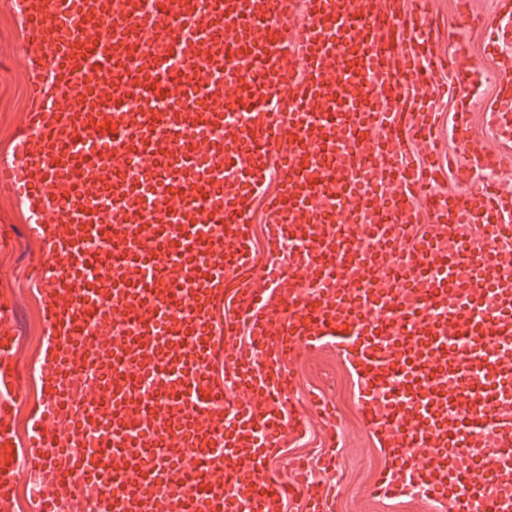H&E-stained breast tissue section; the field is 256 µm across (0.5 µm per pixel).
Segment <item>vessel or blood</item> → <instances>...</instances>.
Here are the masks:
<instances>
[{"mask_svg":"<svg viewBox=\"0 0 512 512\" xmlns=\"http://www.w3.org/2000/svg\"><path fill=\"white\" fill-rule=\"evenodd\" d=\"M426 4L16 0L30 108L0 189L46 248L34 272L46 336L22 442L25 375L0 298V512L26 478L33 512H283L294 495L330 512L335 487L306 463L289 487L267 474L315 419L323 468H336L335 405L293 400L294 365L322 347L355 376L388 460L371 496L417 489L431 512H486L494 497L512 512V284L498 276L512 188L475 179L512 165L491 146L512 140V0L482 21L511 49L489 136L455 111L451 154L434 75L450 67L465 99L477 68L463 40L438 52ZM464 225L482 245L461 240ZM218 358L227 380L208 372ZM26 389V394H24L17 405V434L18 437L22 440L26 437L28 428L30 427L31 419L42 398L41 386L38 379V371L36 375V385L34 382L29 383L28 379ZM29 391L31 392V396L27 398Z\"/></svg>","mask_w":512,"mask_h":512,"instance_id":"1","label":"vessel or blood"}]
</instances>
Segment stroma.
Masks as SVG:
<instances>
[{
  "instance_id": "stroma-1",
  "label": "stroma",
  "mask_w": 512,
  "mask_h": 512,
  "mask_svg": "<svg viewBox=\"0 0 512 512\" xmlns=\"http://www.w3.org/2000/svg\"><path fill=\"white\" fill-rule=\"evenodd\" d=\"M30 79L21 62L20 50L0 52V161L13 157L12 132L24 122L29 102L24 94ZM8 228L13 240L11 254L0 255V296L13 304L17 336L16 358L22 369L40 365L44 327L41 299L23 276L30 263L44 254V246L25 222V208L18 199L0 196V228ZM300 383L296 397L309 391H326L338 408L343 427L339 450V483L335 512H426L425 505L405 495L395 500L375 501L369 497V484L387 459L376 448L364 429L356 404V381L335 352L323 350L298 366ZM323 449V425L312 421L307 434L287 441L268 471L279 481H288L294 459L301 455L318 458Z\"/></svg>"
}]
</instances>
